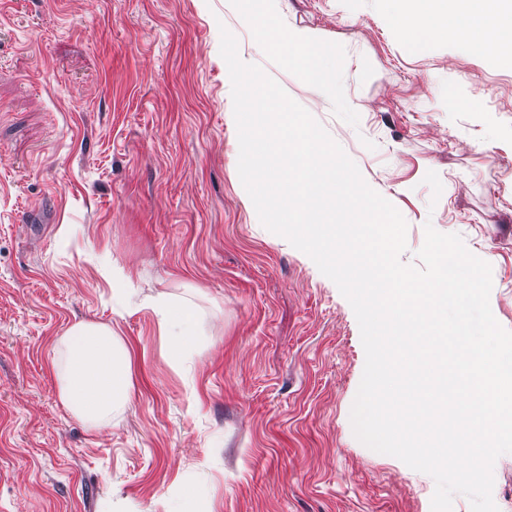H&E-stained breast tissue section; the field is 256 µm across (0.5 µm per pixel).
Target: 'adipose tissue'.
<instances>
[{
	"mask_svg": "<svg viewBox=\"0 0 512 512\" xmlns=\"http://www.w3.org/2000/svg\"><path fill=\"white\" fill-rule=\"evenodd\" d=\"M413 53L449 46L459 54L483 49L496 68L512 66V0L493 8L488 0H375ZM153 310L166 340V356L177 370L194 369L207 344V319L190 302L157 297ZM64 353L55 377L61 402L87 430L117 426L130 400L128 349L111 326L72 325L58 342Z\"/></svg>",
	"mask_w": 512,
	"mask_h": 512,
	"instance_id": "1",
	"label": "adipose tissue"
}]
</instances>
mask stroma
Instances as JSON below:
<instances>
[{"instance_id":"35a3bbf8","label":"stroma","mask_w":512,"mask_h":512,"mask_svg":"<svg viewBox=\"0 0 512 512\" xmlns=\"http://www.w3.org/2000/svg\"><path fill=\"white\" fill-rule=\"evenodd\" d=\"M285 14L350 49L356 129L320 90L269 75L405 218L402 262L417 264L425 223L461 235L512 331V69L478 50L407 52L368 0H285ZM224 28L249 58L230 0H0V512H170L198 481L206 512H431L434 479L353 433L365 351L351 305L261 224L240 180ZM430 171L449 201L432 203ZM104 264L130 275L125 316ZM160 295L208 318L192 376L166 360ZM82 320L112 326L131 361L124 419L99 432L52 370Z\"/></svg>"}]
</instances>
